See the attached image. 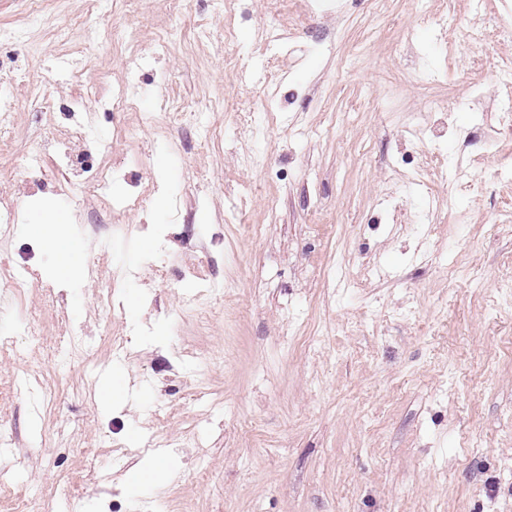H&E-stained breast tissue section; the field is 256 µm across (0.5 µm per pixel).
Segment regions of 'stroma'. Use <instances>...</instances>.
I'll return each instance as SVG.
<instances>
[{"label":"stroma","mask_w":512,"mask_h":512,"mask_svg":"<svg viewBox=\"0 0 512 512\" xmlns=\"http://www.w3.org/2000/svg\"><path fill=\"white\" fill-rule=\"evenodd\" d=\"M299 2L237 0L229 48L211 0H186L181 41L210 36L196 63L159 53L158 0L135 20L107 0L104 22L134 21L137 40L99 44L80 99L67 78L45 93L20 76L82 41L57 28L85 0H54L27 46L0 42V97L20 103L0 133V203L19 211L0 263L40 280L0 308V441L13 450L0 475L28 512H512V138L490 130L499 79L474 73L480 42L430 22L475 0H341L308 31L321 53L288 41L277 74L264 33H288ZM230 49L262 83L225 72ZM133 69L138 108L117 131L103 95ZM215 93L222 109L166 142L141 122L164 96L194 112ZM86 114L108 141L114 198L159 184L148 226L26 167L48 117ZM249 115L263 137L245 135ZM200 121L217 129L205 148ZM434 141L474 166L417 171ZM179 192L188 228L172 221ZM50 202L83 253L112 239L81 279L51 276L34 229ZM209 243L232 290L217 302L186 275ZM111 286L115 308L101 302ZM98 372L137 401L106 405ZM161 455L174 478L140 482Z\"/></svg>","instance_id":"1"}]
</instances>
